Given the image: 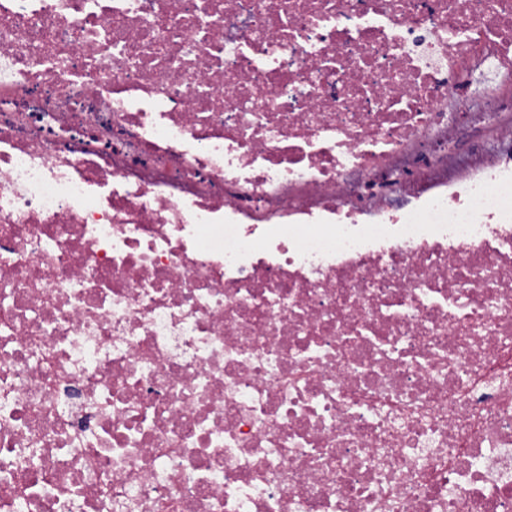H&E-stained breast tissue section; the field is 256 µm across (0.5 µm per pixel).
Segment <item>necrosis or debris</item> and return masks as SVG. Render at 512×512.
Returning a JSON list of instances; mask_svg holds the SVG:
<instances>
[{
	"instance_id": "1",
	"label": "necrosis or debris",
	"mask_w": 512,
	"mask_h": 512,
	"mask_svg": "<svg viewBox=\"0 0 512 512\" xmlns=\"http://www.w3.org/2000/svg\"><path fill=\"white\" fill-rule=\"evenodd\" d=\"M483 70L512 0H0V512H512ZM492 145L493 141L491 132H487L483 136H479L465 127L460 128L458 131L457 147L461 152L477 150L482 146L491 147Z\"/></svg>"
}]
</instances>
